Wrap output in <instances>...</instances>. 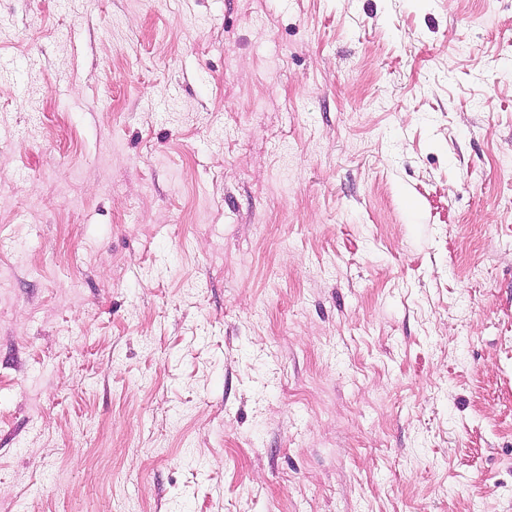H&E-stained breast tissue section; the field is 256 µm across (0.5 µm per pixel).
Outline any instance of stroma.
Returning a JSON list of instances; mask_svg holds the SVG:
<instances>
[{
  "label": "stroma",
  "mask_w": 512,
  "mask_h": 512,
  "mask_svg": "<svg viewBox=\"0 0 512 512\" xmlns=\"http://www.w3.org/2000/svg\"><path fill=\"white\" fill-rule=\"evenodd\" d=\"M0 512H512V0H0Z\"/></svg>",
  "instance_id": "obj_1"
}]
</instances>
